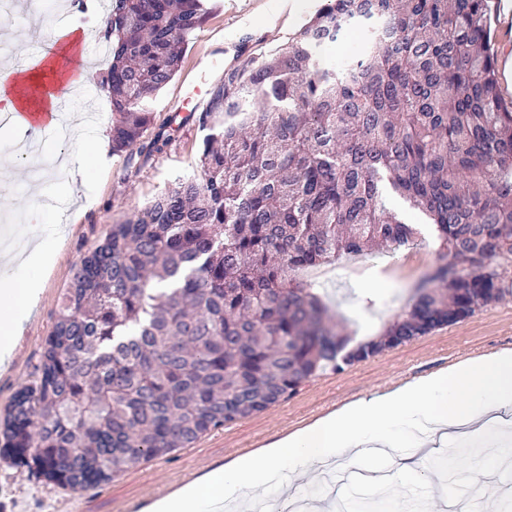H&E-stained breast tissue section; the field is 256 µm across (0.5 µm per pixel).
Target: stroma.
<instances>
[{"mask_svg":"<svg viewBox=\"0 0 512 512\" xmlns=\"http://www.w3.org/2000/svg\"><path fill=\"white\" fill-rule=\"evenodd\" d=\"M46 13L29 12L16 0L14 15H26L24 27L0 15V38L9 43L7 65L41 52L64 27L77 26L81 35V66L86 77L69 91V109L60 113L59 127L72 132L60 141L56 129L42 134L51 154L71 158L88 148L95 133L109 132L112 107L99 85L101 65L95 56L100 36L95 23L84 21L74 0H53ZM205 23L192 32L181 67L174 79L150 104L154 121L149 134L164 132L171 144L163 154L135 164L116 154L107 171L88 169L72 175L43 173L30 182L26 166L12 162V135L0 132V217L11 218L27 240L53 232L56 254L51 269L41 274L43 288L36 309L25 322L15 355L0 368V418L21 387L28 384L42 360L46 339L53 330L61 297L69 288L80 259L102 243L113 224L134 217L176 178L201 172L199 143L204 136L194 120L219 85L225 72L250 59L267 56L288 41L317 11L322 0H307L304 10L289 15V0H212ZM95 102L101 118L86 125L83 107ZM37 208H30L29 197ZM393 210L419 233L413 243L397 251L382 249L325 264L326 274L314 286L349 335L376 336L401 313L413 289L441 262L439 242L427 218L402 201ZM512 350V296L478 309L457 323L356 362L341 372L327 371L305 381L293 396L268 409L211 430L195 443L173 454L157 457L117 474L112 480L78 490L51 488L26 468L0 455V512H135L162 496L238 455L266 445L369 395L428 376L466 357Z\"/></svg>","mask_w":512,"mask_h":512,"instance_id":"1","label":"stroma"}]
</instances>
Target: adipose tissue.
<instances>
[{
  "label": "adipose tissue",
  "instance_id": "adipose-tissue-1",
  "mask_svg": "<svg viewBox=\"0 0 512 512\" xmlns=\"http://www.w3.org/2000/svg\"><path fill=\"white\" fill-rule=\"evenodd\" d=\"M67 54L0 71V113L18 127L29 115L55 109L58 88L75 87L84 72L68 69ZM41 290L31 278L0 279V366L13 355L23 323ZM512 409V351L467 358L429 377L376 392L350 403L268 447L240 455L228 464L155 498L145 512H241L257 495L283 491L280 478L318 471L325 462H346L350 482L388 488L393 474L447 488L436 469L439 447L455 430L479 440L482 474L512 460V429L496 419Z\"/></svg>",
  "mask_w": 512,
  "mask_h": 512
}]
</instances>
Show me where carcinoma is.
<instances>
[{
	"label": "carcinoma",
	"mask_w": 512,
	"mask_h": 512,
	"mask_svg": "<svg viewBox=\"0 0 512 512\" xmlns=\"http://www.w3.org/2000/svg\"><path fill=\"white\" fill-rule=\"evenodd\" d=\"M487 0H325L288 42L224 74L196 116L201 175L179 178L112 225L76 265L43 360L7 411L0 453L78 489L261 412L339 372L512 296V105L488 44ZM207 0H112V151L131 162L150 101L178 72ZM359 25L339 68L320 51ZM433 224L446 263L406 310L356 344L292 272L399 249Z\"/></svg>",
	"instance_id": "cac0c4a2"
}]
</instances>
